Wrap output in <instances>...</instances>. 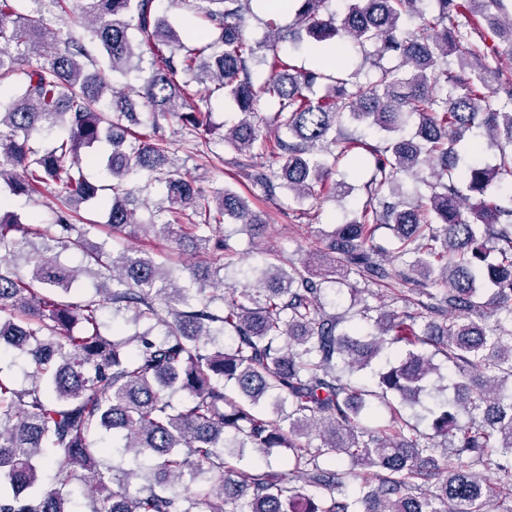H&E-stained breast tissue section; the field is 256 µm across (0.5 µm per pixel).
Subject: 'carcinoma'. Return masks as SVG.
<instances>
[{
    "instance_id": "1",
    "label": "carcinoma",
    "mask_w": 512,
    "mask_h": 512,
    "mask_svg": "<svg viewBox=\"0 0 512 512\" xmlns=\"http://www.w3.org/2000/svg\"><path fill=\"white\" fill-rule=\"evenodd\" d=\"M194 2L209 31L189 45L155 0H0V189H46L53 213L39 225L0 214V345L29 364L24 387L0 375V512H72L63 489L39 487L54 458L99 491L89 512H494L512 494V78L484 62L472 35L486 23L493 55L512 58V7L430 0L425 13L422 0H350L338 16L327 0H288L310 52L332 57L347 40L374 57L363 79L296 67L280 50L293 29L249 42L253 0ZM50 15L72 25L53 29ZM261 49L269 72L256 83L250 63ZM146 53L151 73L138 93L150 131L134 134L123 124L130 97L112 81L141 70ZM208 82L239 111L224 142L264 159L247 177L265 195L344 197L339 163L370 166L360 211L324 248L288 265L267 252L238 288L217 278L232 246L205 231L232 221L259 235L261 216L250 198L226 188L209 200L177 174L160 124L176 116L194 137L212 135L210 113L192 103L193 85ZM267 99L279 105L271 117ZM346 118L385 135L343 138ZM475 129L498 148L496 165L462 159ZM55 130L44 145L39 135ZM87 156L112 177V235L159 231L205 255L192 269L198 288L151 255H115L79 232L80 207L103 191L85 174ZM426 170L428 194L386 199ZM135 171L162 188L171 219L159 226L136 219ZM382 227L392 232L385 245ZM37 239L53 247L30 275L1 265ZM54 247L83 263L46 256ZM107 272L112 288L70 298L80 277ZM336 283L369 296L373 285L409 284L417 309L374 317L367 305L346 332L325 309ZM109 304L163 327L162 338L103 336ZM216 335L228 343L212 346ZM176 390L187 393L178 407ZM109 432L121 441L110 451L137 466L116 490L110 451L95 445ZM239 448L278 450L288 476L241 469ZM439 448L470 462L441 465ZM490 453L503 458L493 482L480 471Z\"/></svg>"
}]
</instances>
